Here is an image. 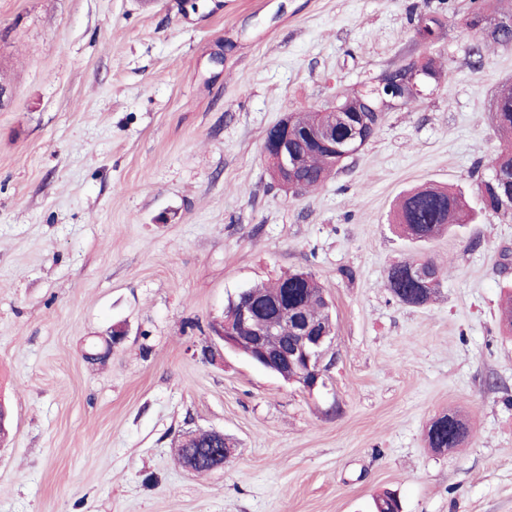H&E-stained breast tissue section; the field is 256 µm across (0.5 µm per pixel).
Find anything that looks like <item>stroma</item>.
Listing matches in <instances>:
<instances>
[{
    "label": "stroma",
    "mask_w": 512,
    "mask_h": 512,
    "mask_svg": "<svg viewBox=\"0 0 512 512\" xmlns=\"http://www.w3.org/2000/svg\"><path fill=\"white\" fill-rule=\"evenodd\" d=\"M484 0H0V512H512V220L475 190L500 136L512 41L466 25ZM438 16L436 41L414 39ZM452 72L317 189L272 180L267 129L382 71ZM460 190L475 223L427 246L389 219L412 188ZM427 254V304L387 286ZM305 270L331 304L335 362L307 392L225 351L229 299ZM124 340L101 361L89 342ZM460 413V447L427 432ZM235 444L177 460L185 433ZM404 261H410L403 264L408 279L402 274L400 262L391 268L388 275L387 286L399 301L408 305H423L427 303L437 292L438 288H440L442 281L444 280L443 271L441 267L429 257H412ZM411 262L428 268L430 275L429 282L431 283L430 286L417 287L413 283L415 282L422 286L429 285L427 281L428 277L424 273L423 269ZM421 288H423V291H420ZM209 433H200L193 436L189 442L184 443L181 441L178 453V460L191 463L196 472H208L213 469H220L224 466L226 460L230 457L232 448H221L223 457H217L214 463V455L219 452L220 444L214 446L212 443V436L221 443L224 442V434L220 431L211 430ZM223 458V459H222ZM214 463V465H213ZM213 466V469H212ZM191 466H186L188 470L192 471Z\"/></svg>",
    "instance_id": "obj_1"
}]
</instances>
